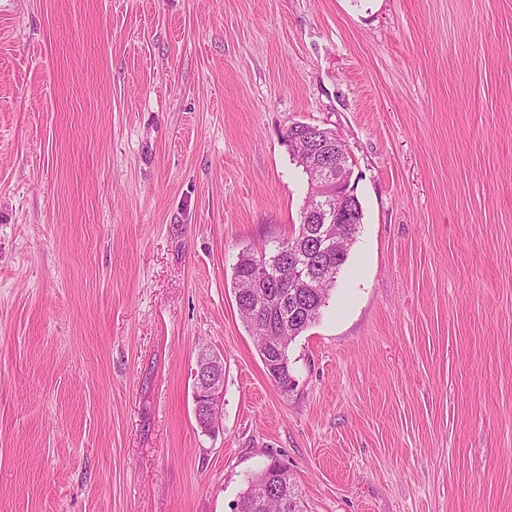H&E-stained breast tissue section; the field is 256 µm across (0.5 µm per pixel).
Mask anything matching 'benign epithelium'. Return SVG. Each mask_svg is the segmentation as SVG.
<instances>
[{"label": "benign epithelium", "mask_w": 512, "mask_h": 512, "mask_svg": "<svg viewBox=\"0 0 512 512\" xmlns=\"http://www.w3.org/2000/svg\"><path fill=\"white\" fill-rule=\"evenodd\" d=\"M304 124L297 122L288 127V144L294 146L300 157L314 173L308 193L314 206L304 215L303 223L317 225L318 244L328 249L338 239L336 225L343 223L341 213L353 211L356 195L351 187V170L347 149L341 147V137L336 131L324 128L317 135L302 131ZM299 247L288 249V265L295 277L307 284L309 268L301 259ZM194 380V414L199 427L206 432L219 429L218 418L211 412L224 406V356L208 349L199 350Z\"/></svg>", "instance_id": "benign-epithelium-1"}]
</instances>
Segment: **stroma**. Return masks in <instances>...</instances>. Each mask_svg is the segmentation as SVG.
Here are the masks:
<instances>
[{
    "mask_svg": "<svg viewBox=\"0 0 512 512\" xmlns=\"http://www.w3.org/2000/svg\"><path fill=\"white\" fill-rule=\"evenodd\" d=\"M296 122L363 221L284 391L232 278ZM274 459L307 512H512V0H0V512H232ZM194 380V414L199 427L205 432L219 430L218 418L212 411H221L224 406V356L208 349L199 350Z\"/></svg>",
    "mask_w": 512,
    "mask_h": 512,
    "instance_id": "stroma-1",
    "label": "stroma"
}]
</instances>
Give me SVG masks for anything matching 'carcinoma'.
<instances>
[{
	"label": "carcinoma",
	"mask_w": 512,
	"mask_h": 512,
	"mask_svg": "<svg viewBox=\"0 0 512 512\" xmlns=\"http://www.w3.org/2000/svg\"><path fill=\"white\" fill-rule=\"evenodd\" d=\"M362 220L363 210L359 207L352 214L351 223L343 225L340 250L326 257L316 254L311 256L312 268L318 270L327 266L331 270V274L318 288H265L263 293L267 305L259 308L255 305L258 291L239 286L240 279L251 276L260 259L269 263L277 258L285 259L288 246L302 240L310 228L308 224H298L290 236L275 241L268 251L264 250L260 254L242 252L233 267L237 309L255 340L262 361H268L270 356L267 344L278 342L275 359L279 365L271 368L269 376L285 391L291 381L289 347L319 319L330 292L336 287L338 274L348 260ZM234 512H303V509L288 471L274 474L264 468L248 479L246 488L234 504Z\"/></svg>",
	"instance_id": "obj_1"
}]
</instances>
